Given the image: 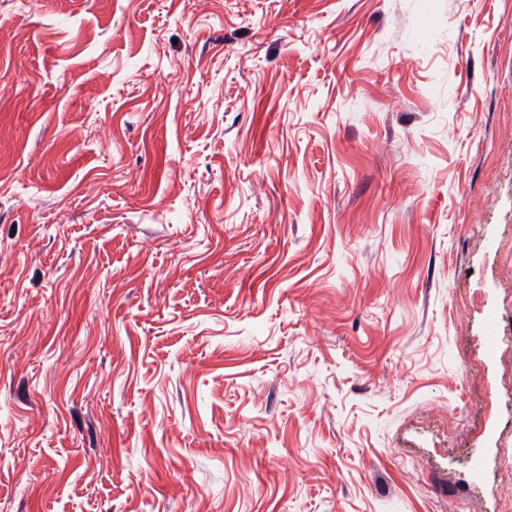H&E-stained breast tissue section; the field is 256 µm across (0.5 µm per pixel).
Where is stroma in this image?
<instances>
[{
	"mask_svg": "<svg viewBox=\"0 0 512 512\" xmlns=\"http://www.w3.org/2000/svg\"><path fill=\"white\" fill-rule=\"evenodd\" d=\"M0 512H512V0H0Z\"/></svg>",
	"mask_w": 512,
	"mask_h": 512,
	"instance_id": "obj_1",
	"label": "stroma"
}]
</instances>
